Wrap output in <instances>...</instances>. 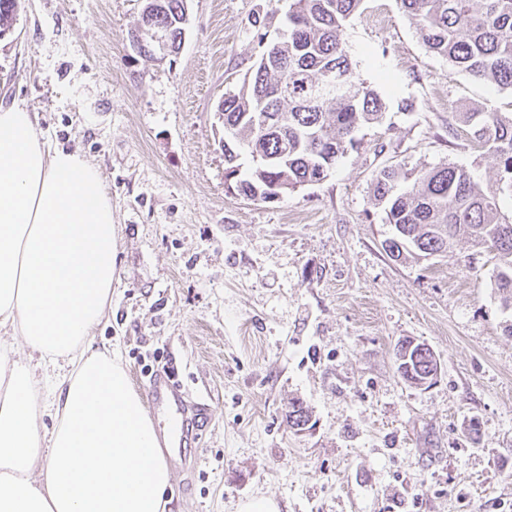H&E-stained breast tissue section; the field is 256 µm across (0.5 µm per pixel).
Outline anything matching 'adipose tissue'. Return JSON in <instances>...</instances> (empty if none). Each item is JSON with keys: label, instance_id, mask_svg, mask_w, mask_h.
Here are the masks:
<instances>
[{"label": "adipose tissue", "instance_id": "ef3b65f1", "mask_svg": "<svg viewBox=\"0 0 512 512\" xmlns=\"http://www.w3.org/2000/svg\"><path fill=\"white\" fill-rule=\"evenodd\" d=\"M117 229L98 170L0 106V512H165L171 470L119 355L86 345L111 303ZM54 370L40 396L36 369ZM52 422L40 430L42 418Z\"/></svg>", "mask_w": 512, "mask_h": 512}]
</instances>
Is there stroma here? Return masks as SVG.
<instances>
[{"label": "stroma", "instance_id": "35a3bbf8", "mask_svg": "<svg viewBox=\"0 0 512 512\" xmlns=\"http://www.w3.org/2000/svg\"><path fill=\"white\" fill-rule=\"evenodd\" d=\"M142 0H19L0 38V104L98 168L118 261L94 347L117 349L134 388L168 366L209 424L170 459L168 512H512V319L492 253L466 242L391 260L371 185L386 166L452 163L482 184L497 161L463 113H512V91L428 51L399 0H364L343 41L386 104L323 181L272 202L224 185L215 109L263 48L252 25L289 0H189L181 52L140 56ZM410 111H400L401 102ZM440 363L429 387L398 375V341ZM301 399L298 432L286 420ZM478 418L480 432L468 425Z\"/></svg>", "mask_w": 512, "mask_h": 512}]
</instances>
